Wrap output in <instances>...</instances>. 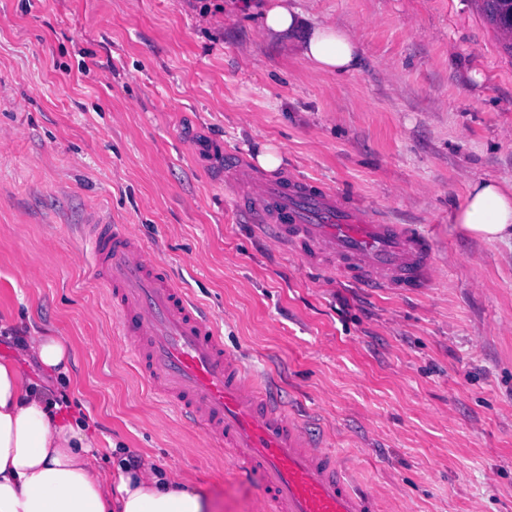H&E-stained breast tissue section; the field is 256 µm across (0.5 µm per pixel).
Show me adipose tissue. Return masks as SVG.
<instances>
[{"instance_id": "obj_1", "label": "adipose tissue", "mask_w": 512, "mask_h": 512, "mask_svg": "<svg viewBox=\"0 0 512 512\" xmlns=\"http://www.w3.org/2000/svg\"><path fill=\"white\" fill-rule=\"evenodd\" d=\"M268 36L291 44L312 68L342 74L360 65L348 30L311 22L288 0H241ZM467 235L512 242V185L476 177L451 215ZM69 346L61 336L29 337L18 357L0 359V512H214L209 495L173 474L132 468L99 455L96 434L59 399ZM37 361L33 376L24 362Z\"/></svg>"}]
</instances>
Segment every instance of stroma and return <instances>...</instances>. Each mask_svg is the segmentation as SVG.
I'll use <instances>...</instances> for the list:
<instances>
[{"label": "stroma", "mask_w": 512, "mask_h": 512, "mask_svg": "<svg viewBox=\"0 0 512 512\" xmlns=\"http://www.w3.org/2000/svg\"><path fill=\"white\" fill-rule=\"evenodd\" d=\"M357 34L314 70L228 0H0V357L50 329L100 443L254 512L262 478L185 424L114 333L90 214L127 224L379 512H512V246L452 224L512 183V55L478 0H294ZM23 99L17 110L14 99ZM281 167L433 247L413 295L371 294L240 222L211 151Z\"/></svg>", "instance_id": "35a3bbf8"}]
</instances>
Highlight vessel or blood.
<instances>
[{"label":"vessel or blood","instance_id":"1","mask_svg":"<svg viewBox=\"0 0 512 512\" xmlns=\"http://www.w3.org/2000/svg\"><path fill=\"white\" fill-rule=\"evenodd\" d=\"M238 211L257 231L309 263L330 260L346 282L417 293L433 277L430 240L403 224L342 205L295 177L266 179L225 155ZM93 273L119 311L118 332L152 386L206 434L258 471L256 512H377L335 454L256 384L225 351L214 324L144 249L128 225L90 222Z\"/></svg>","mask_w":512,"mask_h":512}]
</instances>
